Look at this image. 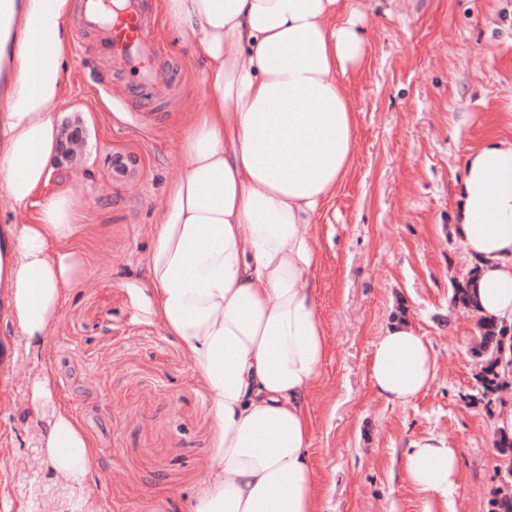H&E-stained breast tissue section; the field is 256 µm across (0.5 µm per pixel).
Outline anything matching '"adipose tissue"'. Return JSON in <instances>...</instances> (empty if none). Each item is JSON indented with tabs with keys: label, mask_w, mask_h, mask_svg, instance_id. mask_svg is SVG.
<instances>
[{
	"label": "adipose tissue",
	"mask_w": 512,
	"mask_h": 512,
	"mask_svg": "<svg viewBox=\"0 0 512 512\" xmlns=\"http://www.w3.org/2000/svg\"><path fill=\"white\" fill-rule=\"evenodd\" d=\"M73 0H22L20 73L0 114V196L41 203L0 239L4 286L21 350L47 344L66 289L89 269L80 213L50 188L67 103ZM181 39L205 62L204 105L182 143L185 173L153 230L146 311L186 348L220 438L190 512H322L310 455L308 403L329 345L315 288L319 254L308 229L349 172L357 133L341 81L367 41L351 0H165ZM455 234L477 264L473 300L512 324V140L468 149ZM436 375V358L408 322L393 321L368 362L376 397L405 404ZM50 407L39 444L58 482L77 493L93 469L52 379H30ZM455 449L411 443L403 469L423 512L447 501Z\"/></svg>",
	"instance_id": "1"
}]
</instances>
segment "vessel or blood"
Segmentation results:
<instances>
[{
    "label": "vessel or blood",
    "instance_id": "obj_1",
    "mask_svg": "<svg viewBox=\"0 0 512 512\" xmlns=\"http://www.w3.org/2000/svg\"><path fill=\"white\" fill-rule=\"evenodd\" d=\"M80 26L103 32V46L125 73L131 87H150L169 95L171 85L161 52L150 36L145 0H81Z\"/></svg>",
    "mask_w": 512,
    "mask_h": 512
}]
</instances>
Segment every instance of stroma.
I'll use <instances>...</instances> for the list:
<instances>
[{"mask_svg": "<svg viewBox=\"0 0 512 512\" xmlns=\"http://www.w3.org/2000/svg\"><path fill=\"white\" fill-rule=\"evenodd\" d=\"M368 45L345 78L357 150L335 197L311 227L320 256L319 314L330 355L309 409L323 512H423L401 459L435 436L457 450L455 512H489L500 486L492 445L512 389L484 405L472 349L476 316L450 305L474 263L452 234L465 152L512 138V0H355ZM175 86L157 101L128 92L113 111L97 78L118 77L100 35H71L63 67L66 115H80L92 167L69 171L90 275L68 290L45 347L23 369L50 371L87 435L96 465L83 512H187L219 431L184 346L144 309L152 229L184 171L180 142L203 103V62L148 0ZM135 154L137 182H113L106 157ZM405 318L431 343L436 377L407 404L370 390L366 364L385 328ZM45 425L21 378L0 405V512H72L74 496L38 463Z\"/></svg>", "mask_w": 512, "mask_h": 512, "instance_id": "35a3bbf8", "label": "stroma"}]
</instances>
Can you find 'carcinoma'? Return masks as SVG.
<instances>
[{"label":"carcinoma","instance_id":"cac0c4a2","mask_svg":"<svg viewBox=\"0 0 512 512\" xmlns=\"http://www.w3.org/2000/svg\"><path fill=\"white\" fill-rule=\"evenodd\" d=\"M475 270L467 277L453 283L451 303L455 306L470 308L469 283ZM478 336L474 347L475 356L481 363L478 376V395L489 406L499 393L512 385V326L497 321L479 318ZM499 452L500 467L511 477L508 484L497 489L490 502V512H512V436L498 433L495 440Z\"/></svg>","mask_w":512,"mask_h":512}]
</instances>
